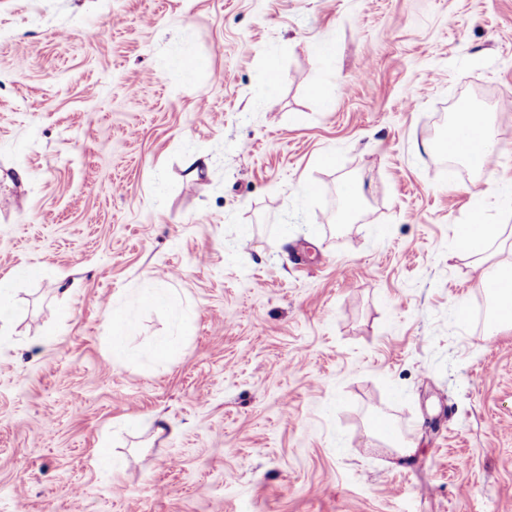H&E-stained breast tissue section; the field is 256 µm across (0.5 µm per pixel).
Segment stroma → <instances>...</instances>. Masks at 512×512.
<instances>
[{"label":"stroma","mask_w":512,"mask_h":512,"mask_svg":"<svg viewBox=\"0 0 512 512\" xmlns=\"http://www.w3.org/2000/svg\"><path fill=\"white\" fill-rule=\"evenodd\" d=\"M459 98L480 200L429 148ZM7 167L0 512H512V329L458 319L456 237L483 208L512 265V0H0ZM459 114V120H458V124H457V127H458V131L455 132V134L448 140V138H445L442 142H437L435 141L431 148L432 149H435V150H443V149H446V153L454 156V157H457L461 160H464L466 162H468V158H467V155L466 153L464 152V149H462L460 147V143H454L458 137V135L460 134V132L466 128L467 126H469L473 120V118L476 116V115H479V119L481 120L482 124H483V127L485 129V132H486V136L484 138V140L481 142V150L483 151L484 153V156H486V159L487 161L489 160V157H490V154L492 153L493 151V144H492V140H491V124L489 122V118L487 116V113L485 112H472V111H464V112H461V113H458ZM487 161H484L482 158H481V167L483 168V171L485 172H488L490 171V164L487 162Z\"/></svg>","instance_id":"obj_1"}]
</instances>
